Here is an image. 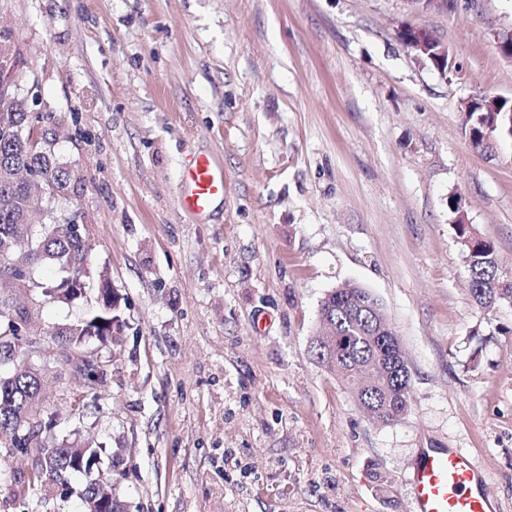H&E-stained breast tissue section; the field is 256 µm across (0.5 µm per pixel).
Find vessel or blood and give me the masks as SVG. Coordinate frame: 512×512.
<instances>
[{"label": "vessel or blood", "mask_w": 512, "mask_h": 512, "mask_svg": "<svg viewBox=\"0 0 512 512\" xmlns=\"http://www.w3.org/2000/svg\"><path fill=\"white\" fill-rule=\"evenodd\" d=\"M224 199V167L207 154L191 155L178 200L199 216ZM415 512H490L487 483L469 455L445 448L421 449L407 476Z\"/></svg>", "instance_id": "vessel-or-blood-1"}]
</instances>
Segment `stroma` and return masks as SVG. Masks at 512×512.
<instances>
[{
	"label": "stroma",
	"mask_w": 512,
	"mask_h": 512,
	"mask_svg": "<svg viewBox=\"0 0 512 512\" xmlns=\"http://www.w3.org/2000/svg\"><path fill=\"white\" fill-rule=\"evenodd\" d=\"M457 64L417 61L402 25ZM19 96L49 113L90 281L123 321L95 401L55 352L35 360L48 444L102 447L130 512H414L422 448L484 471L512 512V306H479L448 208L512 277V138L469 140L463 101L512 98V0H0ZM224 165V202L183 209L186 156ZM381 303L411 404L377 425L311 352L345 284ZM0 447V512H75ZM390 477L387 492L375 473ZM400 39L402 44L418 60H421L419 52L429 53V55L433 54L437 57L432 60L437 63V69L441 73L448 74L449 70L456 69V63L452 57H449L447 46L443 45L426 28L414 25L407 26L400 31ZM431 48H435V51L432 53L429 52Z\"/></svg>",
	"instance_id": "obj_1"
}]
</instances>
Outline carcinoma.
<instances>
[{"mask_svg":"<svg viewBox=\"0 0 512 512\" xmlns=\"http://www.w3.org/2000/svg\"><path fill=\"white\" fill-rule=\"evenodd\" d=\"M495 132L512 138V101L499 103ZM49 114L31 111L28 99L13 87L0 89V445L41 454L40 468L28 482L45 488L65 486L76 472L89 473L100 459L101 449H78L67 445L47 448L34 436L17 432L22 419L32 416L40 401V377L36 368L26 373L14 367L27 358L17 337L38 335L36 320L48 302L69 303L78 298L75 289L85 287L88 251L83 233L70 223L48 218L31 222L35 185L26 176L34 173L62 194L71 186L72 174L56 158L52 147L34 149L20 137L33 122L48 123ZM482 102L473 103L466 124L470 140L480 147L487 132ZM464 247V259L473 299L489 309L506 302L512 305V278L501 275L493 244L477 236L472 225L455 224ZM39 269L64 273L59 280L36 281ZM99 300L81 320L61 325L37 339L44 350L59 351L61 363L70 364L67 351L93 336L102 343L112 341L121 323L116 314L118 300L108 285L98 289ZM319 318L336 325L339 339L328 349L313 341L314 353L331 355L322 360L346 385L358 408L367 409L376 423L391 422L394 415L410 406L412 376L409 366L400 365L391 344L398 336L384 332L388 320L376 297L360 286L337 288L322 300ZM98 486L89 482L81 492L84 512H128L118 497L107 505L95 502Z\"/></svg>","mask_w":512,"mask_h":512,"instance_id":"1","label":"carcinoma"}]
</instances>
